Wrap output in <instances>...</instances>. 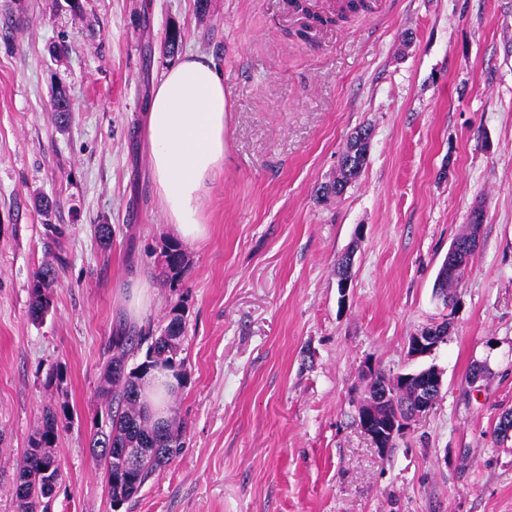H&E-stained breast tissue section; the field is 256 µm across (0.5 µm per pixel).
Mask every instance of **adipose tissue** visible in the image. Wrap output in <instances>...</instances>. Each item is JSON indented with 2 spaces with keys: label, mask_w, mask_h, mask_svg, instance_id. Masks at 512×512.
<instances>
[{
  "label": "adipose tissue",
  "mask_w": 512,
  "mask_h": 512,
  "mask_svg": "<svg viewBox=\"0 0 512 512\" xmlns=\"http://www.w3.org/2000/svg\"><path fill=\"white\" fill-rule=\"evenodd\" d=\"M226 112L219 68L190 54L164 73L145 114L155 189L169 224L191 245L204 236L201 199L224 165Z\"/></svg>",
  "instance_id": "adipose-tissue-1"
}]
</instances>
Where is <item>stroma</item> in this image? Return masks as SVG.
Instances as JSON below:
<instances>
[{
  "label": "stroma",
  "mask_w": 512,
  "mask_h": 512,
  "mask_svg": "<svg viewBox=\"0 0 512 512\" xmlns=\"http://www.w3.org/2000/svg\"><path fill=\"white\" fill-rule=\"evenodd\" d=\"M304 3L0 0V512H16L10 478L41 411L63 402L51 512H116L89 436L108 339L158 333L177 304L187 377L169 414L184 448L117 512H512V437L493 436L512 409V0H388L343 22L346 0ZM316 14L327 25L310 27ZM173 28L182 54L215 59L230 100L207 233L175 284L143 133ZM59 88L74 106L63 129ZM362 125L366 166L318 202ZM476 207L480 245L447 307L433 284ZM47 264L53 309L36 324ZM444 318L447 342L409 357V336ZM369 364L442 375L384 454L358 422ZM56 365L64 381L47 385ZM55 274L52 267H42L34 276L31 284L29 316L33 322H42L53 308V288Z\"/></svg>",
  "instance_id": "35a3bbf8"
}]
</instances>
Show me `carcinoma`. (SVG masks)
I'll return each mask as SVG.
<instances>
[{
    "mask_svg": "<svg viewBox=\"0 0 512 512\" xmlns=\"http://www.w3.org/2000/svg\"><path fill=\"white\" fill-rule=\"evenodd\" d=\"M51 111L57 122L69 121L73 108L68 97L60 94L53 99ZM362 166L341 164L329 183L320 187L321 197L342 195L358 176ZM162 272L169 283L180 281L186 265L185 254L179 243L169 241L162 255ZM440 269L434 288L451 290L461 282L464 271ZM55 274L49 266L42 267L31 284L29 316L41 322L53 308ZM186 339V322L181 305L173 306L167 323L157 336L111 337L109 350L112 356L102 374V392L107 406L104 419L94 423L90 448L93 456L103 463L111 501L127 503L140 494L162 466L182 453L185 426L169 423L161 427L152 420L141 403L143 379L152 371L172 373L182 382L185 359L181 358ZM145 349L144 361L128 367L130 352ZM67 406L48 408L41 413L39 425L29 442V449L13 470L11 491L17 512H49L55 486L62 480L61 460L56 447L62 421L70 420ZM108 448H140L142 452L135 463L126 468L108 461Z\"/></svg>",
    "mask_w": 512,
    "mask_h": 512,
    "instance_id": "cac0c4a2",
    "label": "carcinoma"
}]
</instances>
